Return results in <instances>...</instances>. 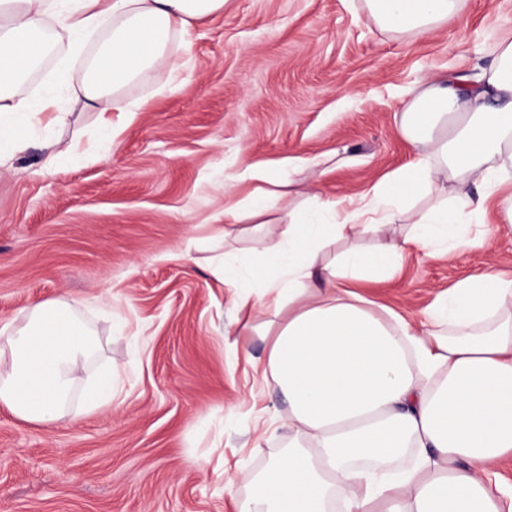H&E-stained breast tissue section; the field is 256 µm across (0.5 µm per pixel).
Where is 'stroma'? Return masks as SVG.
<instances>
[{
    "instance_id": "1",
    "label": "stroma",
    "mask_w": 512,
    "mask_h": 512,
    "mask_svg": "<svg viewBox=\"0 0 512 512\" xmlns=\"http://www.w3.org/2000/svg\"><path fill=\"white\" fill-rule=\"evenodd\" d=\"M505 31L512 0H467L462 20L432 34L382 29L365 0H228L190 31L176 91L156 94L147 77L122 90L149 103L107 154L80 91L103 32L22 83L27 97L69 68L66 124H37L34 149L0 172V324L21 326L35 300H74L99 349L52 426L0 407V512H236L288 450V405L257 371L264 342L240 334L234 287L211 272L280 239L217 236L212 216L254 187L225 192V174L257 165L302 181L291 209L363 194L413 158L399 131L408 89L440 69L488 67L490 37ZM48 138L77 155L44 173ZM491 258L512 275V233L451 260L414 252L364 291L416 313ZM105 364L117 394L86 411Z\"/></svg>"
}]
</instances>
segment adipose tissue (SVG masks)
<instances>
[{
	"label": "adipose tissue",
	"mask_w": 512,
	"mask_h": 512,
	"mask_svg": "<svg viewBox=\"0 0 512 512\" xmlns=\"http://www.w3.org/2000/svg\"><path fill=\"white\" fill-rule=\"evenodd\" d=\"M228 0H0V168L32 145L42 114L61 123L67 69L34 98L20 80L61 46L111 26L88 60L81 91L98 112V141L134 122L142 103L121 98L152 76L175 88L167 57L175 37L221 14ZM370 17L396 33H432L458 20L465 0H366ZM494 60L469 76L436 72L407 93L401 133L413 161L343 205L285 216L282 243L224 282L246 275L239 309L269 314L262 374L288 404L291 449L256 481L238 512H512L499 464L512 458V276L491 261L402 314L360 294L358 280L392 278L411 252L454 255L480 246L490 226L512 229V31L496 36ZM473 180L474 194L452 183ZM434 193L391 233L407 200ZM387 234L368 250L359 239ZM350 248L329 263L321 252ZM95 334L66 301H36L26 322L0 326V406L43 426L60 419Z\"/></svg>",
	"instance_id": "1"
}]
</instances>
